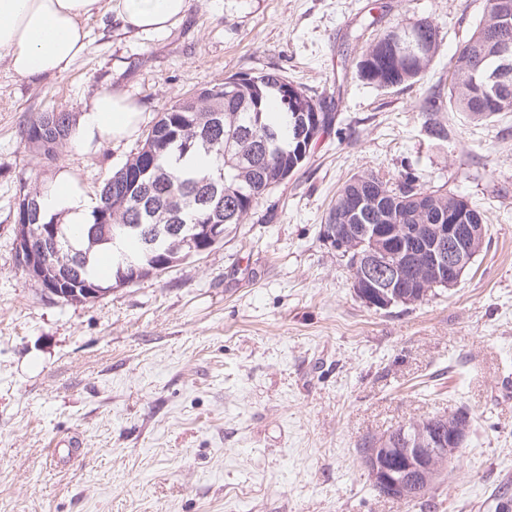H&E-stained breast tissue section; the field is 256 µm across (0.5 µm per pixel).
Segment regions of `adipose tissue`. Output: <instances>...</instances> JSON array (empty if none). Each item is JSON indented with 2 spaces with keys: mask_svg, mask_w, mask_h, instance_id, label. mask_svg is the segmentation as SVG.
<instances>
[{
  "mask_svg": "<svg viewBox=\"0 0 512 512\" xmlns=\"http://www.w3.org/2000/svg\"><path fill=\"white\" fill-rule=\"evenodd\" d=\"M189 0H0V57H7L13 72L26 79L63 74L87 48L88 19L113 13L122 26L136 31H157L182 19ZM140 120L138 107L122 95L101 92L85 110L69 142L85 139L121 141L131 136ZM45 216L67 211L72 233H80L92 200L73 181L62 176L39 199Z\"/></svg>",
  "mask_w": 512,
  "mask_h": 512,
  "instance_id": "1",
  "label": "adipose tissue"
}]
</instances>
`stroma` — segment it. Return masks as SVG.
Returning a JSON list of instances; mask_svg holds the SVG:
<instances>
[{
	"instance_id": "obj_1",
	"label": "stroma",
	"mask_w": 512,
	"mask_h": 512,
	"mask_svg": "<svg viewBox=\"0 0 512 512\" xmlns=\"http://www.w3.org/2000/svg\"><path fill=\"white\" fill-rule=\"evenodd\" d=\"M486 0H189L167 30L88 20L71 69L36 80L0 58V512H496L512 495V113L472 123L420 106ZM428 19L442 43L414 85L359 78L366 47ZM276 71L335 113L306 164L210 251L101 298L66 303L17 269L20 179L69 175L89 197L174 97ZM141 111L121 142L65 145L53 164L19 129L82 115L102 91ZM466 198L488 224L459 284L387 310L357 297L322 235L353 175ZM464 411L459 463L420 500L378 495L358 446ZM69 438L76 456L54 465Z\"/></svg>"
}]
</instances>
